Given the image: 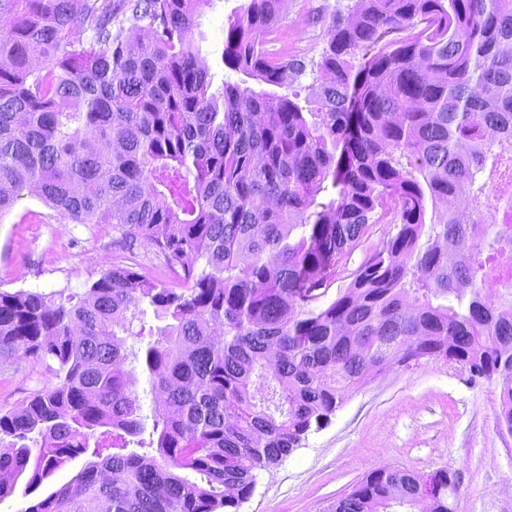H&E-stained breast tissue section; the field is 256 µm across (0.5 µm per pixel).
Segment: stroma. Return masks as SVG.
I'll list each match as a JSON object with an SVG mask.
<instances>
[{"instance_id": "35a3bbf8", "label": "stroma", "mask_w": 512, "mask_h": 512, "mask_svg": "<svg viewBox=\"0 0 512 512\" xmlns=\"http://www.w3.org/2000/svg\"><path fill=\"white\" fill-rule=\"evenodd\" d=\"M246 0H213L195 33L200 56L216 80L239 81L223 67L224 24ZM353 0H290L283 25L288 52L319 59L333 16L347 14ZM108 224H61L36 196L21 200L0 218V289L68 288L82 291L106 265L126 264L148 277L161 268L151 251L112 249ZM48 375L30 359L0 363V410L22 405ZM499 387L472 378L442 358L394 366L358 385L330 424L290 456L259 472L241 512H326L372 470L391 466L421 475L446 467L460 471L455 512H512V434L498 426ZM79 456L58 470L38 493L0 499V512L25 508L72 479L87 463Z\"/></svg>"}]
</instances>
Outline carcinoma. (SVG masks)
<instances>
[{"label": "carcinoma", "instance_id": "1", "mask_svg": "<svg viewBox=\"0 0 512 512\" xmlns=\"http://www.w3.org/2000/svg\"><path fill=\"white\" fill-rule=\"evenodd\" d=\"M211 2L0 0V217L33 194L169 276L0 289V360L51 375L0 412V499L95 458L23 512H240L351 389L423 359L497 382L512 434V299L484 288L512 296V0H355L309 66L268 48L282 0H248L224 66L308 71L305 97L212 89ZM149 310L167 323L127 351ZM131 358L161 395L149 432ZM432 479L426 503L420 475L377 468L330 512H454L457 472Z\"/></svg>", "mask_w": 512, "mask_h": 512}]
</instances>
